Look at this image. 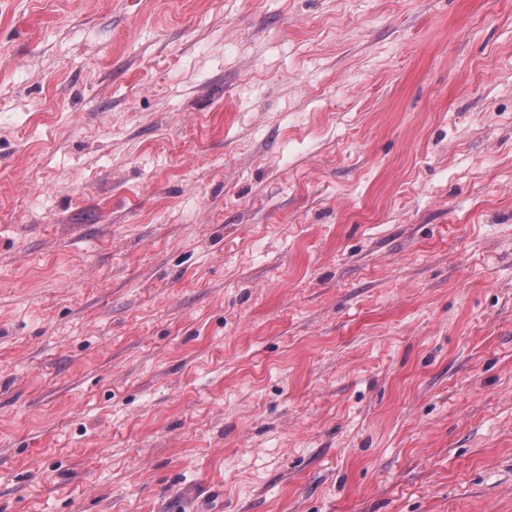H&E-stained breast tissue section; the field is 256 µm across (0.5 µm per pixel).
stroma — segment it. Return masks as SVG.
<instances>
[{
	"label": "stroma",
	"mask_w": 512,
	"mask_h": 512,
	"mask_svg": "<svg viewBox=\"0 0 512 512\" xmlns=\"http://www.w3.org/2000/svg\"><path fill=\"white\" fill-rule=\"evenodd\" d=\"M0 512H512V0H0Z\"/></svg>",
	"instance_id": "obj_1"
}]
</instances>
